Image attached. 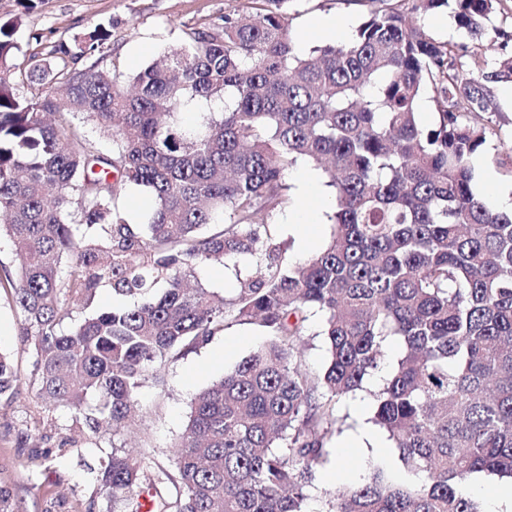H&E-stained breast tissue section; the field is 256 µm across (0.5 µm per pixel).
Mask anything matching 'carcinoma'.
<instances>
[{"label":"carcinoma","instance_id":"obj_1","mask_svg":"<svg viewBox=\"0 0 512 512\" xmlns=\"http://www.w3.org/2000/svg\"><path fill=\"white\" fill-rule=\"evenodd\" d=\"M290 2L251 0L248 13L185 27L127 87L97 62L72 66L105 53V27L44 56L22 53L21 17L0 22V220L21 257L0 293L23 313L38 394L93 432L121 428L155 364L256 322L268 342L196 396L173 472L145 486L142 461L114 450L97 477L124 512H140L143 491L151 512H306L341 405L396 337L373 421L402 479L376 464L320 512H482L460 487L512 479V214L474 189L471 158L496 124L491 87L512 82V53L473 55L471 73L462 58L504 0H352L368 7L356 37L307 55L292 46ZM441 7L464 42L407 20ZM427 91L432 127L417 119ZM195 104L205 110L187 125ZM299 161L336 206L328 243L286 269L260 217L289 200L286 166ZM132 189L151 197L145 224L128 219ZM242 255L233 296L198 279ZM101 288L129 303L74 318ZM315 319L328 360L311 373L297 344ZM18 381L0 353V398Z\"/></svg>","mask_w":512,"mask_h":512}]
</instances>
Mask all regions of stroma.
I'll list each match as a JSON object with an SVG mask.
<instances>
[{"label":"stroma","instance_id":"35a3bbf8","mask_svg":"<svg viewBox=\"0 0 512 512\" xmlns=\"http://www.w3.org/2000/svg\"><path fill=\"white\" fill-rule=\"evenodd\" d=\"M247 6L248 0H36L35 9L26 14L17 0H0V21L21 17L16 37L26 49H47L98 24L110 25L109 61L113 70L129 77L169 50L184 26L217 22L224 13ZM316 14L347 18L354 31L366 18L364 7L352 0H294L288 23L292 43L300 53L325 43L324 38L306 31L309 18ZM505 89L502 83L492 88L502 115L499 130L472 158L475 187L488 200L497 191L512 187V101ZM305 178L322 180L320 171L309 164L287 167L290 201L269 218L287 245L292 265L302 260L298 248L302 227L288 221L297 208L322 212V220L312 226L317 245H324L332 232L326 216L334 210L333 194L323 187L320 197L303 196L301 181ZM22 324L21 311L1 297L0 351L12 356L20 377L13 398L0 400V493L8 497L13 512H112L111 492L79 466V459L104 458L119 450L140 458L149 479L172 470L171 449L187 424L196 395L267 341L259 326L229 325L209 345L148 376L137 392L132 420L126 427L94 432L84 420L39 398L31 351L22 341ZM348 406L350 419L342 433L331 438L332 446L345 447V457L316 467L308 512H319L322 499L338 489L361 483L372 464H385L391 472L396 469L391 441H384L385 451L380 454L364 439L374 428L372 397L361 394ZM330 468L341 474L333 483L324 479Z\"/></svg>","mask_w":512,"mask_h":512}]
</instances>
